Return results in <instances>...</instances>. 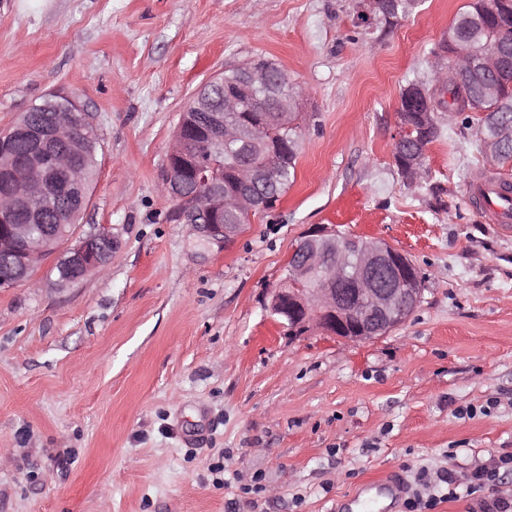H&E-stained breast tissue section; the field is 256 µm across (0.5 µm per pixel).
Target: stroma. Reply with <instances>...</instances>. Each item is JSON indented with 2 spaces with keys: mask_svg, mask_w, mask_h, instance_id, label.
<instances>
[{
  "mask_svg": "<svg viewBox=\"0 0 512 512\" xmlns=\"http://www.w3.org/2000/svg\"><path fill=\"white\" fill-rule=\"evenodd\" d=\"M466 0H420L364 33L360 0H0V132L58 92L99 139L75 235L106 226L105 271L55 258L0 289V512H407L416 474L461 482L434 512L512 495V233L468 198L489 165L447 110L424 172L393 158L401 92L447 63ZM263 56L300 93L295 180L227 244L161 187L184 106ZM380 238L424 275L412 316L347 342L291 339L266 295L312 225ZM512 468V454H505L499 457L497 465L493 468L480 466L475 468L470 477V493L474 494L480 491L485 485L492 483L501 468Z\"/></svg>",
  "mask_w": 512,
  "mask_h": 512,
  "instance_id": "obj_1",
  "label": "stroma"
}]
</instances>
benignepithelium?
I'll list each match as a JSON object with an SVG mask.
<instances>
[{
  "instance_id": "7a95c632",
  "label": "benign epithelium",
  "mask_w": 512,
  "mask_h": 512,
  "mask_svg": "<svg viewBox=\"0 0 512 512\" xmlns=\"http://www.w3.org/2000/svg\"><path fill=\"white\" fill-rule=\"evenodd\" d=\"M500 55L474 56L460 47L448 57L440 79L466 80L477 69L495 72ZM256 90L273 99L272 118L283 130L295 128L289 112L295 99L288 77L262 60L206 82L190 99L184 112L198 120L180 125L167 155L165 191L177 202L178 216L193 224L207 239L225 243L240 229L227 224L224 212L246 218L256 212L260 183L274 178L273 169L249 155L236 167L238 188H224L210 160L224 143L242 141L258 148L266 143V123L242 121L244 95ZM409 106L434 117L432 91L417 85ZM79 122L92 129L90 115L67 96L53 95L39 110L25 113L0 133V288L28 281L45 257L63 249L58 285L82 281L88 273L109 264L116 241L100 227L77 239L72 225L54 221L56 207L78 216L88 202L83 141L71 126ZM512 139V125L483 136V153L496 163L500 144ZM398 169L406 183L421 176L423 150L413 149ZM353 266L354 287H342L345 269ZM423 275L405 254L382 240H356L326 224L310 227L289 260L284 279L268 292L270 315L296 338L312 330L347 341L361 342L383 336L404 324L421 302Z\"/></svg>"
}]
</instances>
